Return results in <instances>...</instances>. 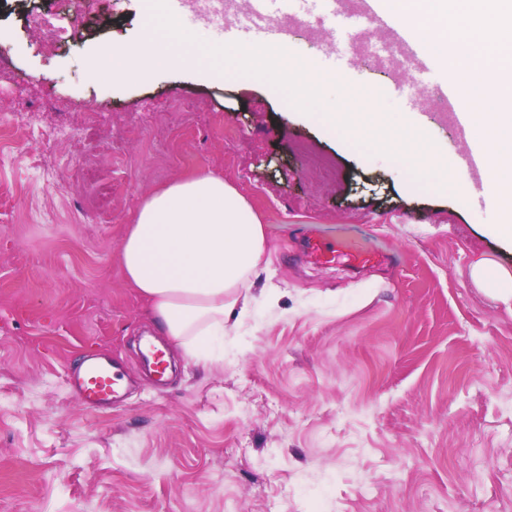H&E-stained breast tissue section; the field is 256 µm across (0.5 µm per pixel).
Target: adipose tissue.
<instances>
[{
    "instance_id": "adipose-tissue-1",
    "label": "adipose tissue",
    "mask_w": 512,
    "mask_h": 512,
    "mask_svg": "<svg viewBox=\"0 0 512 512\" xmlns=\"http://www.w3.org/2000/svg\"><path fill=\"white\" fill-rule=\"evenodd\" d=\"M266 230L246 197L202 171L160 187L134 212L121 241L126 282L154 324L188 358L207 361L224 319L256 297Z\"/></svg>"
}]
</instances>
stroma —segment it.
I'll list each match as a JSON object with an SVG mask.
<instances>
[{"instance_id":"1","label":"stroma","mask_w":512,"mask_h":512,"mask_svg":"<svg viewBox=\"0 0 512 512\" xmlns=\"http://www.w3.org/2000/svg\"><path fill=\"white\" fill-rule=\"evenodd\" d=\"M58 8L0 0V114L54 101L96 149L84 167L43 123L0 149V512H512V302L472 275L479 261L512 275V245L488 227L496 203L345 144L265 82L186 66L117 87L92 79L94 51L133 41L149 6L95 0L48 52L28 20ZM267 10L322 69L350 58L323 96L371 95L393 123L412 113L454 154L441 104L477 106L446 72L367 66L348 30L377 51L384 30L325 0ZM317 18L316 36L304 24ZM89 107L111 122L85 125ZM199 170L263 215L275 303L229 318L208 362L170 349L159 383L139 348L157 329L119 248L145 196ZM315 231L386 261L314 263ZM102 355L126 395L91 407L68 379Z\"/></svg>"}]
</instances>
